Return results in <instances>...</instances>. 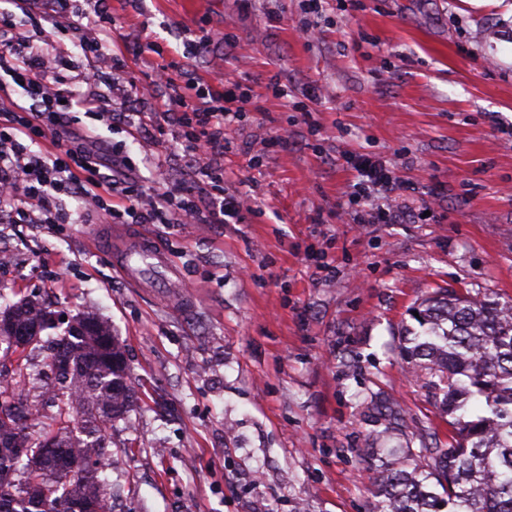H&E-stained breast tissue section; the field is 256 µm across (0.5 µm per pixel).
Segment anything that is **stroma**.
I'll use <instances>...</instances> for the list:
<instances>
[{
	"label": "stroma",
	"mask_w": 512,
	"mask_h": 512,
	"mask_svg": "<svg viewBox=\"0 0 512 512\" xmlns=\"http://www.w3.org/2000/svg\"><path fill=\"white\" fill-rule=\"evenodd\" d=\"M0 6L20 48L61 46L59 73L85 93L92 56L52 38L50 0ZM102 9L129 71L181 58L201 82L229 77L251 95L224 176L255 210L243 224L148 225L175 289L116 271L110 241L131 225L0 222L13 258L0 311L35 296L111 326L135 394L112 428V512H370L374 449L423 432L448 443L397 354L412 308L440 288L512 297V0H324L314 39L298 28L302 0L74 2L89 20ZM204 30L233 42L189 54ZM97 93L142 123L78 112L79 130L141 184L192 182L196 163L156 137L165 89ZM354 156L386 163L389 198L354 202ZM364 204L412 217L364 228Z\"/></svg>",
	"instance_id": "obj_1"
}]
</instances>
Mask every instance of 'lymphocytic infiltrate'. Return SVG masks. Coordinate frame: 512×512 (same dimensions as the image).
<instances>
[{
    "label": "lymphocytic infiltrate",
    "mask_w": 512,
    "mask_h": 512,
    "mask_svg": "<svg viewBox=\"0 0 512 512\" xmlns=\"http://www.w3.org/2000/svg\"><path fill=\"white\" fill-rule=\"evenodd\" d=\"M14 24L10 12L0 9V71L23 89L28 107L18 104L0 109L7 126H0V214L14 224H68L72 216L60 206L62 197L92 207L103 219L135 224H238L244 219L248 198L224 189V153L232 148L230 135L235 120L248 111L252 98L241 94L240 107L225 109L222 92L199 85L185 67L169 61L146 74V87L167 85L171 108L167 124L177 147L199 164L202 182L163 193L139 185L125 173L109 177L99 153L88 147L85 137L73 129L72 113L94 112L96 95L74 96L46 80L49 58L14 47ZM112 43L108 17H100L97 36L85 41L86 50L97 53L98 66L86 73L88 85H97L107 72L124 69L121 53H105ZM49 140L50 148L30 150V140ZM126 198L125 210L108 204L109 196Z\"/></svg>",
    "instance_id": "f902f5d3"
}]
</instances>
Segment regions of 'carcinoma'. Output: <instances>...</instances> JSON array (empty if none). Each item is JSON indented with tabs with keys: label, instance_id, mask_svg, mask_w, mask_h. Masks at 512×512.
<instances>
[{
	"label": "carcinoma",
	"instance_id": "carcinoma-1",
	"mask_svg": "<svg viewBox=\"0 0 512 512\" xmlns=\"http://www.w3.org/2000/svg\"><path fill=\"white\" fill-rule=\"evenodd\" d=\"M399 356L448 418V447L420 439L417 448L377 449L371 512H512V299L436 291L415 308ZM48 305L24 298L3 311L27 345L48 352L50 386L40 398L54 411L38 435L28 431L39 406L15 398L21 364L0 385V512H73L107 496L98 463L112 457L106 436L132 398L128 366L109 325L75 319L57 338ZM112 342V354L103 344ZM29 448L26 458L17 449ZM74 466L84 475L66 481Z\"/></svg>",
	"mask_w": 512,
	"mask_h": 512
}]
</instances>
